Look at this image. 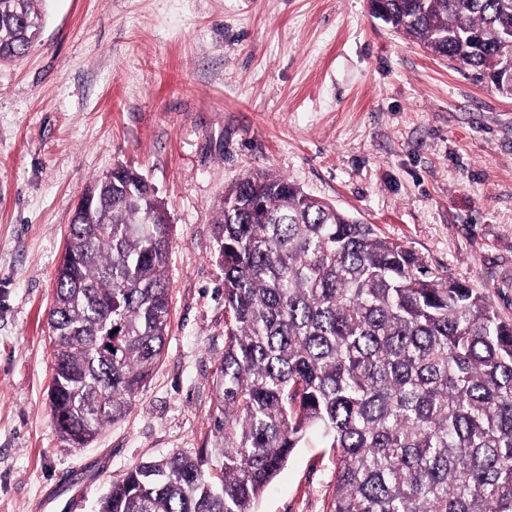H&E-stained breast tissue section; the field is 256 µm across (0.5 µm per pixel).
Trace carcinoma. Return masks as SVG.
<instances>
[{
    "instance_id": "1",
    "label": "carcinoma",
    "mask_w": 512,
    "mask_h": 512,
    "mask_svg": "<svg viewBox=\"0 0 512 512\" xmlns=\"http://www.w3.org/2000/svg\"><path fill=\"white\" fill-rule=\"evenodd\" d=\"M44 0H0V61L25 56ZM395 33L512 96V0H370ZM49 313L50 415L83 447L124 419L170 324L169 212L141 173L87 186ZM224 271L217 456L131 467L96 512H253L315 431L328 512H512V324L375 225L250 173L215 221Z\"/></svg>"
}]
</instances>
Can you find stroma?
<instances>
[{
    "label": "stroma",
    "mask_w": 512,
    "mask_h": 512,
    "mask_svg": "<svg viewBox=\"0 0 512 512\" xmlns=\"http://www.w3.org/2000/svg\"><path fill=\"white\" fill-rule=\"evenodd\" d=\"M0 62V512H94L135 464L216 440L214 221L252 172L375 225L512 323V98L369 0H46ZM122 164L166 202L171 323L132 412L90 444L50 418L54 276L74 208ZM333 457L294 449L255 512H327Z\"/></svg>",
    "instance_id": "1"
}]
</instances>
